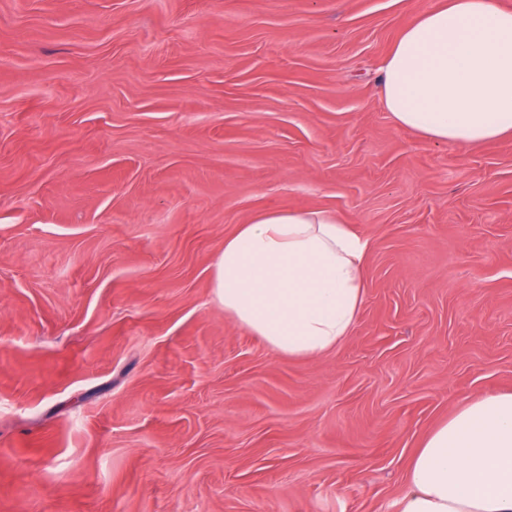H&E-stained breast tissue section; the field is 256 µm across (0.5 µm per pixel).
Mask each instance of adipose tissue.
I'll return each instance as SVG.
<instances>
[{
    "mask_svg": "<svg viewBox=\"0 0 512 512\" xmlns=\"http://www.w3.org/2000/svg\"><path fill=\"white\" fill-rule=\"evenodd\" d=\"M383 107L424 140L512 138V8L438 0L378 65ZM372 249L325 210L268 209L224 240L213 289L224 313L274 352L315 358L356 325ZM399 512H512V391L466 402L421 442Z\"/></svg>",
    "mask_w": 512,
    "mask_h": 512,
    "instance_id": "adipose-tissue-1",
    "label": "adipose tissue"
}]
</instances>
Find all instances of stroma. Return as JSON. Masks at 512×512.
Returning a JSON list of instances; mask_svg holds the SVG:
<instances>
[{
	"label": "stroma",
	"instance_id": "35a3bbf8",
	"mask_svg": "<svg viewBox=\"0 0 512 512\" xmlns=\"http://www.w3.org/2000/svg\"><path fill=\"white\" fill-rule=\"evenodd\" d=\"M437 0H0V512H397L512 390V138L397 126L376 67ZM370 239L314 359L225 316L265 209Z\"/></svg>",
	"mask_w": 512,
	"mask_h": 512
}]
</instances>
